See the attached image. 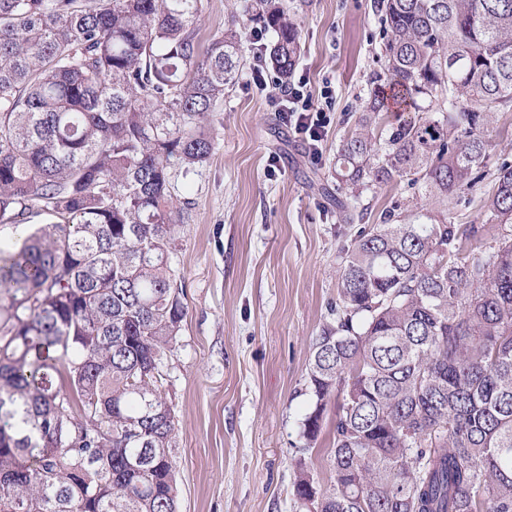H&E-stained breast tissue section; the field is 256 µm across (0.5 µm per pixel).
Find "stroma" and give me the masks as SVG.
I'll use <instances>...</instances> for the list:
<instances>
[{"mask_svg": "<svg viewBox=\"0 0 512 512\" xmlns=\"http://www.w3.org/2000/svg\"><path fill=\"white\" fill-rule=\"evenodd\" d=\"M297 67L313 89L332 82L319 156L284 124L250 82L254 38L238 24L245 65L208 122L217 139L206 163L174 183L189 217L175 234L173 266L187 315L163 391L175 411L179 512H296L295 463L306 457L317 490L331 481L330 437L302 454L299 423L311 405L310 348L335 323L341 250L392 209L438 211L439 203L393 181L336 204V148L350 135L380 69L375 0H305ZM485 177L451 211L475 225L464 252L499 237L485 199L502 161L512 162V112L487 128Z\"/></svg>", "mask_w": 512, "mask_h": 512, "instance_id": "stroma-1", "label": "stroma"}]
</instances>
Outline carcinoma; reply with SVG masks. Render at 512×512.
Returning <instances> with one entry per match:
<instances>
[{
  "mask_svg": "<svg viewBox=\"0 0 512 512\" xmlns=\"http://www.w3.org/2000/svg\"><path fill=\"white\" fill-rule=\"evenodd\" d=\"M291 74L285 0H235ZM202 0H0V224L54 222L0 248V512H178L164 367L186 316L172 266L207 161L201 126L240 75L238 34L197 40ZM383 69L337 150L351 196L392 180L443 210L359 229L336 324L312 343L302 451L328 406L333 480L296 463L298 512H512V164L480 257L448 211L484 174L512 110V0H378ZM412 116L387 125V93Z\"/></svg>",
  "mask_w": 512,
  "mask_h": 512,
  "instance_id": "obj_1",
  "label": "carcinoma"
}]
</instances>
